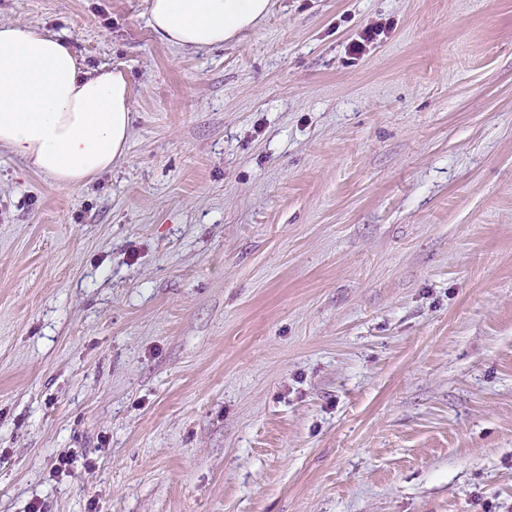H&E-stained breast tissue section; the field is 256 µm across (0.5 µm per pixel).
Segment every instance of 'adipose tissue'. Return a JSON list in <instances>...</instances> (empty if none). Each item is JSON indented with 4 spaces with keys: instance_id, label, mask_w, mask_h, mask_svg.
Masks as SVG:
<instances>
[{
    "instance_id": "obj_1",
    "label": "adipose tissue",
    "mask_w": 512,
    "mask_h": 512,
    "mask_svg": "<svg viewBox=\"0 0 512 512\" xmlns=\"http://www.w3.org/2000/svg\"><path fill=\"white\" fill-rule=\"evenodd\" d=\"M270 0H150L163 42L212 48L255 27ZM130 82L122 70H88L56 35L0 25V147L63 187L111 169L131 131Z\"/></svg>"
}]
</instances>
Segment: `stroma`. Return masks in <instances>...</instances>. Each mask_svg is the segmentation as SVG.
Segmentation results:
<instances>
[{"label":"stroma","mask_w":512,"mask_h":512,"mask_svg":"<svg viewBox=\"0 0 512 512\" xmlns=\"http://www.w3.org/2000/svg\"><path fill=\"white\" fill-rule=\"evenodd\" d=\"M271 2L0 0L134 98L82 186L0 147V512H512V0ZM269 9L270 0H150L148 20L161 41L205 49L255 27Z\"/></svg>","instance_id":"stroma-1"}]
</instances>
